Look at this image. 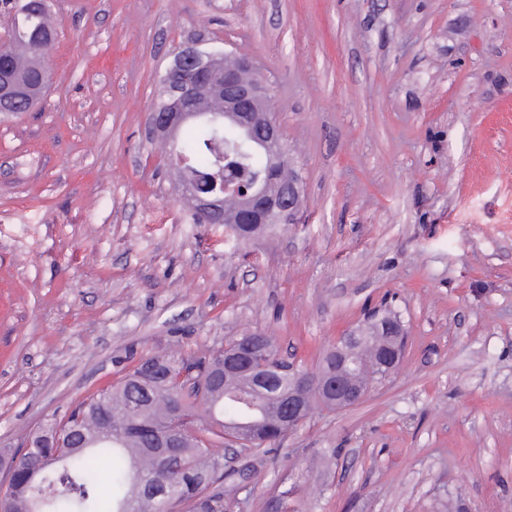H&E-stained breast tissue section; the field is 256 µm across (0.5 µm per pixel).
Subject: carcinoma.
I'll use <instances>...</instances> for the list:
<instances>
[{
	"mask_svg": "<svg viewBox=\"0 0 512 512\" xmlns=\"http://www.w3.org/2000/svg\"><path fill=\"white\" fill-rule=\"evenodd\" d=\"M22 20L0 39V72L21 76L28 98L15 101L9 118L30 111L53 82L44 53L58 33L44 0H17ZM167 157L179 176L203 179L224 192V166H235L247 185L277 183L263 154L232 130L196 123L191 136L175 139ZM373 318L367 335L348 347L351 371L379 372L380 354L398 341L378 335ZM256 333L231 336L206 356L164 352L142 357L115 384L77 404L63 425L81 443L62 459L54 448H28L23 467L0 489V512H227L226 457L217 452L230 440L269 454L286 436L280 421L281 395L291 375L273 371L261 390L251 377H224V354ZM106 461L110 481L100 479Z\"/></svg>",
	"mask_w": 512,
	"mask_h": 512,
	"instance_id": "carcinoma-1",
	"label": "carcinoma"
}]
</instances>
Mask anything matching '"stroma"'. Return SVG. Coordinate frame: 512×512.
<instances>
[{
  "mask_svg": "<svg viewBox=\"0 0 512 512\" xmlns=\"http://www.w3.org/2000/svg\"><path fill=\"white\" fill-rule=\"evenodd\" d=\"M55 73L0 120V448L128 352L259 331L315 370L388 309L404 356L277 451L232 512H512V0H50ZM267 79L300 223L196 224L148 114L185 47Z\"/></svg>",
  "mask_w": 512,
  "mask_h": 512,
  "instance_id": "1",
  "label": "stroma"
}]
</instances>
